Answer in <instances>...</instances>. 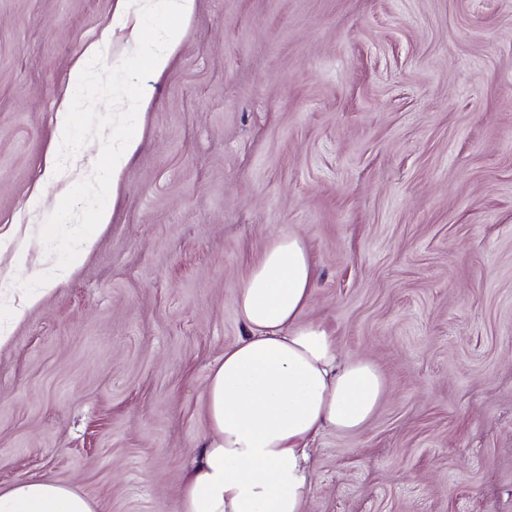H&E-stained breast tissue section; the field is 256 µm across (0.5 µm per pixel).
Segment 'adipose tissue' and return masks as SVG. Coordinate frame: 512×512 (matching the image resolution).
I'll return each mask as SVG.
<instances>
[{"label":"adipose tissue","mask_w":512,"mask_h":512,"mask_svg":"<svg viewBox=\"0 0 512 512\" xmlns=\"http://www.w3.org/2000/svg\"><path fill=\"white\" fill-rule=\"evenodd\" d=\"M76 93L58 118L63 155L55 178L118 185L139 145L135 121L151 103H128L107 163L72 151L71 114L91 105ZM316 274L305 241L274 237L236 295L244 336L225 347L205 388L208 427L181 493L180 512H303L311 486L308 445L321 432H355L372 418L383 380L367 359L340 356L334 330L308 318ZM0 512H96L89 497L55 480L0 490Z\"/></svg>","instance_id":"1"}]
</instances>
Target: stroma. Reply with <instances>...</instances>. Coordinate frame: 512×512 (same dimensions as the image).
I'll return each mask as SVG.
<instances>
[{
    "instance_id": "1",
    "label": "stroma",
    "mask_w": 512,
    "mask_h": 512,
    "mask_svg": "<svg viewBox=\"0 0 512 512\" xmlns=\"http://www.w3.org/2000/svg\"><path fill=\"white\" fill-rule=\"evenodd\" d=\"M0 0V282L73 265L0 347V490L49 478L96 512H179L236 294L277 235L316 268L310 318L386 396L310 446L304 512H512V0ZM106 160L116 97L150 88L105 229L48 177ZM95 235L77 251L76 233ZM181 39V29L178 26L171 25L163 30L162 46L149 54L150 66L155 73L160 74L166 68L171 54L179 47Z\"/></svg>"
}]
</instances>
